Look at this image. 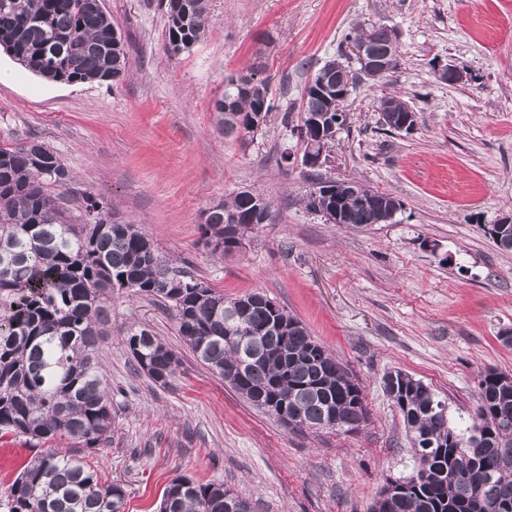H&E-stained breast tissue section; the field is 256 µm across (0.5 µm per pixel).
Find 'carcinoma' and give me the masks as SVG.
<instances>
[{
  "label": "carcinoma",
  "instance_id": "carcinoma-1",
  "mask_svg": "<svg viewBox=\"0 0 512 512\" xmlns=\"http://www.w3.org/2000/svg\"><path fill=\"white\" fill-rule=\"evenodd\" d=\"M165 49L178 54L198 42L208 24V0H160ZM373 48L375 77L399 64V43L382 23L360 25L346 35ZM0 49L21 66L51 81L119 82L127 74L120 29L101 0H0ZM332 82L309 93L308 112L344 118ZM384 116L405 112L407 101L386 96ZM269 90L251 92L229 78L216 101L220 131L251 138L254 112L268 120ZM297 139L329 152L335 133L308 124L294 127ZM70 172L51 148L38 141L0 147V433L38 443L57 436L75 441L70 455L36 456L10 487L8 512H121L126 490L101 482L86 454L112 441V387L97 350L112 325V295L150 298L171 310L178 332L198 361L224 379L252 406L286 402L295 429L324 428L336 415L338 430L353 432L366 407L347 368L284 307L260 292L227 298L204 281L172 266L137 224L112 220L108 208L87 200L74 215L59 204L46 183L63 187ZM367 204L344 203L343 226L383 223L394 197L358 185ZM259 194L236 193L209 207L200 225L211 251L229 253L238 237L253 230ZM317 214L335 204L310 191L304 198ZM496 246L512 251V224L487 229ZM136 368L166 386L182 365L180 353L143 327L125 338ZM390 395L411 436L416 466L382 504L383 512H512V385L508 375L480 376L473 409L450 418L446 404L419 379L397 372ZM445 427L446 438L436 435ZM227 487L177 477L165 488L160 512H229Z\"/></svg>",
  "mask_w": 512,
  "mask_h": 512
}]
</instances>
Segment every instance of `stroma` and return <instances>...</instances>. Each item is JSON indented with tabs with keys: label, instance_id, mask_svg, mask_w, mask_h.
Returning <instances> with one entry per match:
<instances>
[{
	"label": "stroma",
	"instance_id": "35a3bbf8",
	"mask_svg": "<svg viewBox=\"0 0 512 512\" xmlns=\"http://www.w3.org/2000/svg\"><path fill=\"white\" fill-rule=\"evenodd\" d=\"M210 25L169 56L158 0H102L124 36L129 75L117 83L46 80L0 51V146H49L86 197L114 221L136 224L173 264L228 297L258 291L301 320L358 382L367 417L355 432L292 430L248 404L184 351L171 384L134 370L123 344L145 327L182 349L171 315L149 298L116 299L102 368L112 385L111 444L90 454L101 478L124 484L123 512H159L176 477L221 481L259 512H368L386 477L415 467L403 420L384 389L402 371L446 399L474 405L481 373L512 376V252L486 229L512 214V0H209ZM393 27L400 65L356 84L346 121L320 169L282 163L298 151L293 128L314 71L341 59L355 25ZM453 65L464 79L435 76ZM269 80L275 108L253 140L224 136L215 100L232 76ZM419 119L386 131L382 97ZM352 180L401 203L392 222L345 229L302 202L316 176ZM272 203V223L217 256L201 216L241 190ZM74 451L72 439L0 437V500L33 457Z\"/></svg>",
	"mask_w": 512,
	"mask_h": 512
}]
</instances>
